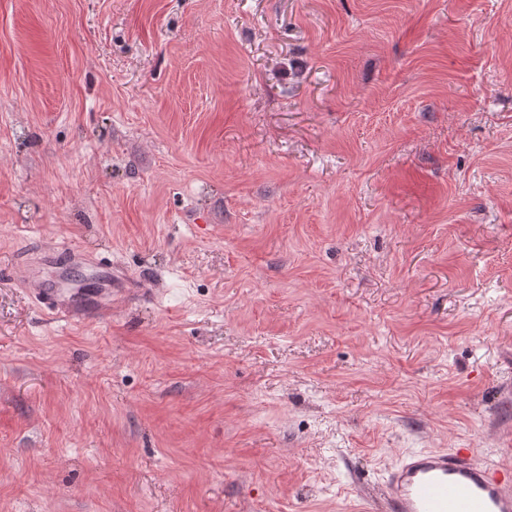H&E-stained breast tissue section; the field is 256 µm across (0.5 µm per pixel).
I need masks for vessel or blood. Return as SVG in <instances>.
I'll return each instance as SVG.
<instances>
[{
    "instance_id": "1",
    "label": "vessel or blood",
    "mask_w": 512,
    "mask_h": 512,
    "mask_svg": "<svg viewBox=\"0 0 512 512\" xmlns=\"http://www.w3.org/2000/svg\"><path fill=\"white\" fill-rule=\"evenodd\" d=\"M38 305L67 323L69 297L38 289ZM388 512H512V467L481 462L473 448L423 450L400 458L384 481Z\"/></svg>"
}]
</instances>
